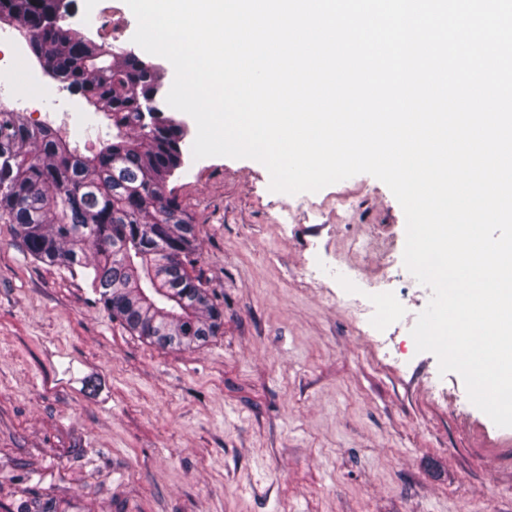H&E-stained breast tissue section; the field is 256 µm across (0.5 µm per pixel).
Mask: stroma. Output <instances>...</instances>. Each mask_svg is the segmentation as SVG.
I'll return each mask as SVG.
<instances>
[{"label":"stroma","instance_id":"1","mask_svg":"<svg viewBox=\"0 0 512 512\" xmlns=\"http://www.w3.org/2000/svg\"><path fill=\"white\" fill-rule=\"evenodd\" d=\"M67 24L136 48L125 0H75ZM26 112L80 123L83 146L112 135L77 95ZM269 182L255 160L189 151L168 178L224 304L223 333L183 351L130 335L83 275L0 220V512L30 492L65 512H512V428L416 350L432 291L403 264L390 189L368 174L295 195ZM339 263L384 282L381 347L335 280L310 276Z\"/></svg>","mask_w":512,"mask_h":512}]
</instances>
